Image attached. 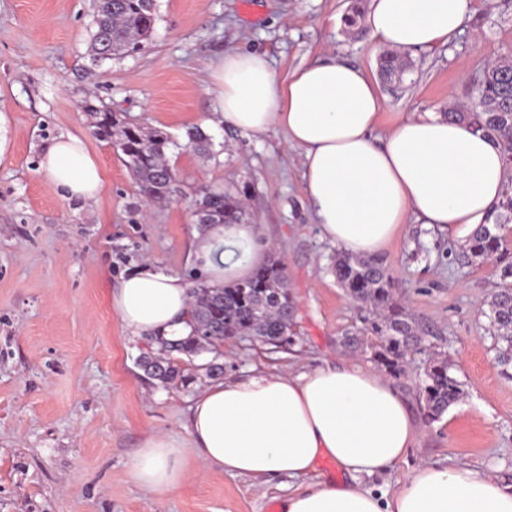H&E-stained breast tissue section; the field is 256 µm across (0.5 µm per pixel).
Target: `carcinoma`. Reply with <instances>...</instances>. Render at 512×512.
I'll list each match as a JSON object with an SVG mask.
<instances>
[{"instance_id":"cac0c4a2","label":"carcinoma","mask_w":512,"mask_h":512,"mask_svg":"<svg viewBox=\"0 0 512 512\" xmlns=\"http://www.w3.org/2000/svg\"><path fill=\"white\" fill-rule=\"evenodd\" d=\"M95 11L96 30L89 50L92 64L137 52L151 39L156 21L155 0H96ZM409 67L392 50L379 54L378 73L387 84L401 82ZM477 96L475 107L450 108L448 118L487 132L502 147L511 171L512 62L500 61L487 68ZM91 116L94 136L120 154L145 202L168 200L181 193L179 175L168 161L172 140L167 135L146 132L105 107ZM186 136L187 145L200 154L209 153L211 138L201 127L189 128ZM248 195L247 185L234 191L199 187L193 199L199 229L210 224L246 222ZM492 218V223L481 225L470 236L466 255L472 261L493 259L500 266V282L489 302V332L495 338L501 373L512 379V250L504 246V237L499 234L512 219V177L507 179ZM331 273L346 296L360 304L364 312L361 326L345 337V345L370 349L371 359L381 372L394 378L404 376L408 357L426 350V336L398 302L395 279L383 260L357 259L339 252ZM189 284V334L175 340L149 336L148 351L137 358V365L154 384L170 388L191 383L194 375L182 368L181 362H191L203 353L213 354L202 365L206 376L223 377L224 364L219 358L226 338L252 337L276 349L293 344L296 301L276 254H270L243 281L211 286L194 271L189 274ZM417 388L430 422L441 419L463 396L462 383L452 374V364L436 352L428 357Z\"/></svg>"}]
</instances>
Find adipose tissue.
<instances>
[{
    "label": "adipose tissue",
    "instance_id": "adipose-tissue-1",
    "mask_svg": "<svg viewBox=\"0 0 512 512\" xmlns=\"http://www.w3.org/2000/svg\"><path fill=\"white\" fill-rule=\"evenodd\" d=\"M476 0H370L367 25L382 48L426 52L447 45L472 17ZM214 115L246 135L271 128L302 151V178L322 237L357 258L376 256L408 221L466 243L498 206L505 156L483 132L437 112H407L384 132L377 84L333 54L277 79L266 55L228 52L215 71ZM39 170L67 199H96L102 174L82 137L58 138ZM256 224H213L195 233L197 271L221 284L247 277L267 258ZM111 305L129 337L183 336L189 286L175 274L143 269L121 278ZM188 440L197 459L232 475L299 479L321 459L344 482L297 491L282 512H512V485L464 464L423 463L385 497L359 475L390 469L412 447L416 428L405 402L378 372L327 363L299 373H255L201 388L189 407ZM181 442L149 437L131 461L135 481L166 494L187 478Z\"/></svg>",
    "mask_w": 512,
    "mask_h": 512
}]
</instances>
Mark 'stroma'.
Segmentation results:
<instances>
[{
    "label": "stroma",
    "mask_w": 512,
    "mask_h": 512,
    "mask_svg": "<svg viewBox=\"0 0 512 512\" xmlns=\"http://www.w3.org/2000/svg\"><path fill=\"white\" fill-rule=\"evenodd\" d=\"M352 0H156L151 40L87 74L94 0H0V512H271L288 493L337 480L332 462L298 480L264 484L202 465L185 449L186 482L155 494L132 477L130 461L155 433L184 438L187 408L204 386L165 389L136 360L111 306L121 277L143 267L187 276L198 226L197 185L249 187L250 221L262 225L285 266L297 312L294 343L273 350L247 338L225 340V377L308 370L369 354L346 347L360 310L330 272L325 241L306 204L299 150L282 130L245 135L218 123L212 68L231 50L266 54L277 78L334 50L378 76L379 47L366 22L345 29ZM512 56V0H476L453 43L414 54L404 84L380 86L378 131L404 112L474 106L487 61ZM121 113L174 142L168 156L182 193L145 203L123 161L91 133L84 100ZM212 136L210 154L187 146L186 130ZM74 134L99 161L96 201L59 196L39 170L44 148ZM453 256H446V249ZM463 245L423 224L405 225L380 257L397 279L406 309L437 333L464 394L427 422L413 356L393 385L417 427L414 445L392 469L361 477L391 494L423 463H460L512 483V380L496 364L489 301L500 280L495 262H471Z\"/></svg>",
    "instance_id": "obj_1"
}]
</instances>
